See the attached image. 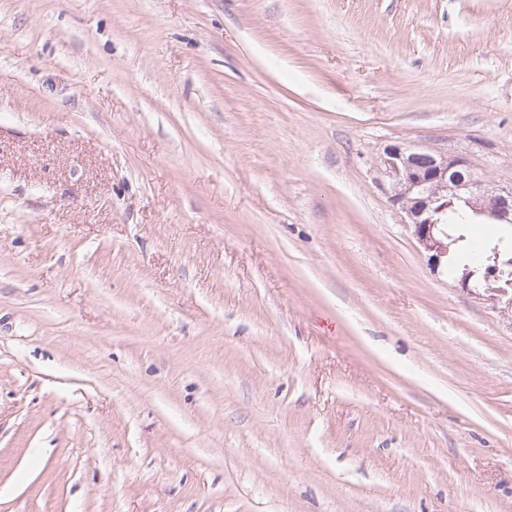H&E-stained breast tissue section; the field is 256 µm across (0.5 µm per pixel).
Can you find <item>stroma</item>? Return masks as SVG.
Segmentation results:
<instances>
[{
	"label": "stroma",
	"mask_w": 512,
	"mask_h": 512,
	"mask_svg": "<svg viewBox=\"0 0 512 512\" xmlns=\"http://www.w3.org/2000/svg\"><path fill=\"white\" fill-rule=\"evenodd\" d=\"M392 145L512 185V0H0V512H512Z\"/></svg>",
	"instance_id": "1"
}]
</instances>
